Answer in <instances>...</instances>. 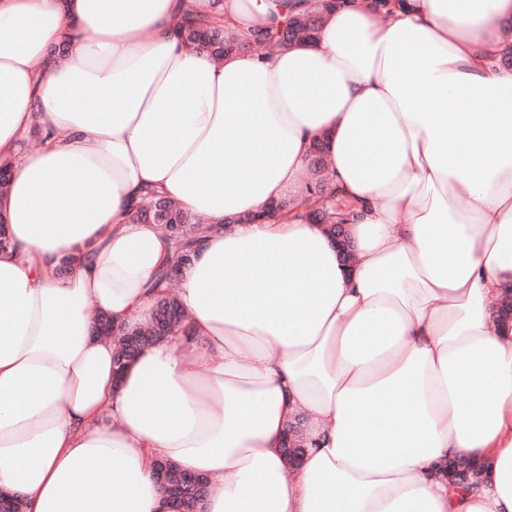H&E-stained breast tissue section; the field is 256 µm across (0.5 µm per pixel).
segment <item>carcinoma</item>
Instances as JSON below:
<instances>
[{"instance_id":"1","label":"carcinoma","mask_w":512,"mask_h":512,"mask_svg":"<svg viewBox=\"0 0 512 512\" xmlns=\"http://www.w3.org/2000/svg\"><path fill=\"white\" fill-rule=\"evenodd\" d=\"M325 19L323 0L314 3H300L295 11L288 15L286 21L275 29H266L251 39H244L238 34L224 29L222 22L212 21L206 16L187 13L179 24L181 38L189 49L205 48L219 60L224 55L250 49L287 50L297 44L311 40L319 31ZM309 168L311 179L307 181L309 198L321 201L322 210L309 213L312 224L328 225V232L336 233V211L348 206L342 199L336 198L332 185L322 143L312 145ZM132 217L162 226L166 238L171 244L173 254L171 260L160 269L152 284L154 302L145 316L138 322L128 326L125 334L112 337L113 350L117 368L120 370L136 359L145 347L161 342L165 333L176 330L188 337L191 328L173 291L172 282L176 274L192 260L191 245L201 235L216 233L219 227L209 225L200 220L198 215L180 207L176 202L164 196L154 188L145 189L143 201L132 212ZM479 475L475 465L467 460H458L448 464V479L467 490L475 485ZM167 481L172 496L184 499L185 512L204 509L207 490L195 495L186 494L183 481V469L173 464L168 473Z\"/></svg>"}]
</instances>
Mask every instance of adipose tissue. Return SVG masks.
Wrapping results in <instances>:
<instances>
[{"label":"adipose tissue","instance_id":"obj_1","mask_svg":"<svg viewBox=\"0 0 512 512\" xmlns=\"http://www.w3.org/2000/svg\"><path fill=\"white\" fill-rule=\"evenodd\" d=\"M189 7L243 36L289 13L0 0V490L168 512L163 458L207 478L204 512H512V0H338L313 42L220 61L177 38ZM316 140L352 205L346 265L297 212L239 220L304 193ZM147 187L220 230L182 273L191 337L120 373L94 326L154 299L170 245L131 217ZM459 458L482 470L466 492Z\"/></svg>","mask_w":512,"mask_h":512}]
</instances>
